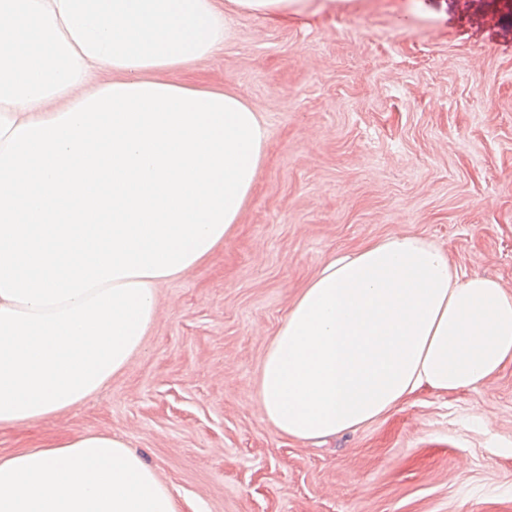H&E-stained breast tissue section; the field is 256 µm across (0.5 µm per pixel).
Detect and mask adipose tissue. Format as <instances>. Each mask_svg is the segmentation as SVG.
Returning <instances> with one entry per match:
<instances>
[{
  "label": "adipose tissue",
  "instance_id": "ef3b65f1",
  "mask_svg": "<svg viewBox=\"0 0 512 512\" xmlns=\"http://www.w3.org/2000/svg\"><path fill=\"white\" fill-rule=\"evenodd\" d=\"M300 2L0 0V428L106 387L155 325L158 286L232 235L263 116L167 75L219 51L232 15ZM509 362L512 292L403 232L323 261L266 347L256 398L277 435L319 442ZM0 512L179 507L124 438L88 432L0 453Z\"/></svg>",
  "mask_w": 512,
  "mask_h": 512
}]
</instances>
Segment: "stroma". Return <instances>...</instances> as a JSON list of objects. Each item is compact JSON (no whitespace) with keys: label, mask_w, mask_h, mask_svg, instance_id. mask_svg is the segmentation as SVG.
<instances>
[{"label":"stroma","mask_w":512,"mask_h":512,"mask_svg":"<svg viewBox=\"0 0 512 512\" xmlns=\"http://www.w3.org/2000/svg\"><path fill=\"white\" fill-rule=\"evenodd\" d=\"M185 79L268 129L232 237L161 284L125 371L81 405L0 429V452L122 436L181 512H512V364L313 445L277 436L259 363L332 252L412 231L512 290V0H306L233 17Z\"/></svg>","instance_id":"1"}]
</instances>
